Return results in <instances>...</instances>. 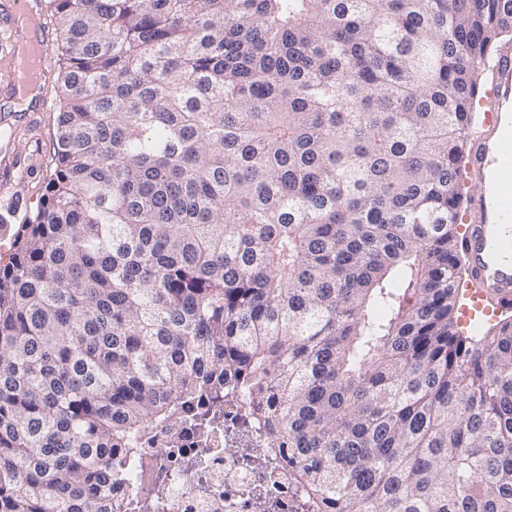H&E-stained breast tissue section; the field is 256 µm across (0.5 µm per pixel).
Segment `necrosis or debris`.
Wrapping results in <instances>:
<instances>
[{
	"label": "necrosis or debris",
	"instance_id": "1",
	"mask_svg": "<svg viewBox=\"0 0 512 512\" xmlns=\"http://www.w3.org/2000/svg\"><path fill=\"white\" fill-rule=\"evenodd\" d=\"M223 411L205 430L188 415L144 437L130 498L151 500L150 512H299L304 491L287 456L267 459L246 397L227 395Z\"/></svg>",
	"mask_w": 512,
	"mask_h": 512
}]
</instances>
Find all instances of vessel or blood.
Instances as JSON below:
<instances>
[{
	"instance_id": "b4317fda",
	"label": "vessel or blood",
	"mask_w": 512,
	"mask_h": 512,
	"mask_svg": "<svg viewBox=\"0 0 512 512\" xmlns=\"http://www.w3.org/2000/svg\"><path fill=\"white\" fill-rule=\"evenodd\" d=\"M52 52L51 40L43 36L27 64L8 60L13 82L35 86ZM493 73L495 110L488 128L475 131L468 156V166L482 176L483 187L469 201L470 223L461 238L479 311L488 302L512 305V54L502 53Z\"/></svg>"
}]
</instances>
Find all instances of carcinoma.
<instances>
[{
	"label": "carcinoma",
	"instance_id": "1",
	"mask_svg": "<svg viewBox=\"0 0 512 512\" xmlns=\"http://www.w3.org/2000/svg\"><path fill=\"white\" fill-rule=\"evenodd\" d=\"M55 163L0 264V512H123L234 390L312 512H512V312L462 329L512 0H43Z\"/></svg>",
	"mask_w": 512,
	"mask_h": 512
}]
</instances>
